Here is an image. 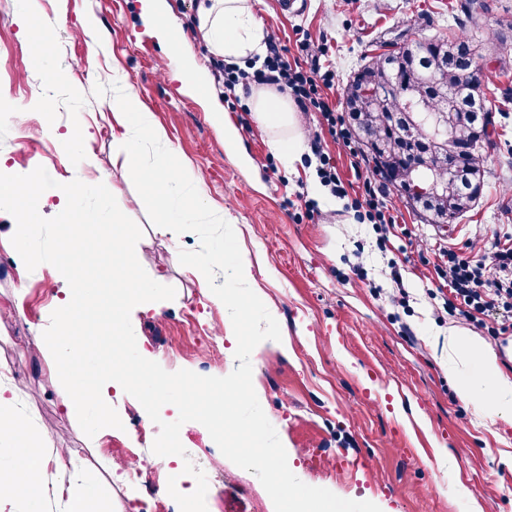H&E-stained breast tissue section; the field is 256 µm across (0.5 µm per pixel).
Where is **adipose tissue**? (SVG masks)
Listing matches in <instances>:
<instances>
[{"label": "adipose tissue", "instance_id": "obj_1", "mask_svg": "<svg viewBox=\"0 0 512 512\" xmlns=\"http://www.w3.org/2000/svg\"><path fill=\"white\" fill-rule=\"evenodd\" d=\"M198 26L208 44L223 56L225 62L250 61L265 55L266 35L250 0H209L208 6L199 12ZM111 108L112 119L121 129L119 135L113 136L112 142L124 164H136L140 135L145 134L164 143L163 156L153 167L140 169V176L167 189L181 186L195 203L194 210L189 212L184 211L179 203H172L156 224V232L178 235L202 218L211 224L223 223V209L210 204L192 169L170 166L168 159L176 155V147L169 142L165 131L154 124L150 113L142 110L135 95L123 83L115 85ZM253 111L256 121L270 132V148L280 155L285 164H294L302 149V133L294 104L276 90L265 89L254 93ZM448 349L476 357L472 375L459 384L462 397L472 398L487 393L492 395L496 411H512V376L499 370L496 356L489 347L462 341L452 331L448 334ZM16 401L15 387L0 379V440L12 444L19 451L15 462L17 476H0V512L16 503L43 504L44 475L51 458L47 434L33 429L28 419L12 415L11 408ZM67 456L68 463L59 470L54 488L55 497L62 505L61 512H109L105 502L91 492L88 479L80 471L75 451H68Z\"/></svg>", "mask_w": 512, "mask_h": 512}]
</instances>
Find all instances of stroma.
Instances as JSON below:
<instances>
[{"label":"stroma","instance_id":"stroma-1","mask_svg":"<svg viewBox=\"0 0 512 512\" xmlns=\"http://www.w3.org/2000/svg\"><path fill=\"white\" fill-rule=\"evenodd\" d=\"M39 20L60 30L51 55L38 59L25 36V0H0V165L18 174L44 167L57 182L105 183L121 211L142 230L136 255L148 275L172 286L173 300L136 306L131 322L140 354L163 369H187L222 377L239 365L236 338L223 307L199 288L194 273L173 260L196 250L190 232L155 233L167 206L164 194L116 162L112 100L107 76L119 73L144 111L168 133L179 152L174 164L190 165L211 200L232 221L243 259L251 264L253 290L278 321L281 341L261 342L251 354L253 386L287 452L290 470L304 483L339 497L370 501L381 512H512V413L493 414L488 404L458 391L468 358L448 352V331L493 349L504 374L512 376V335L497 339L488 326L506 312L477 325L436 311L427 292L435 274L417 252L420 239L460 248L465 241H491L512 232V0H484L482 33L504 41L501 57H488L487 98L493 143L484 162L485 185L474 206L450 232L416 213L398 191L390 198L407 228L381 242L373 224L359 218L347 199L333 198L320 220L299 222L286 204L318 182L310 148L293 169L269 167V133L245 130L207 59L212 51L197 26L200 0H37ZM255 15L276 35L289 63L310 67L304 41L326 44L319 63L332 75L329 96L343 104V92L371 56L403 40L445 36L459 30L469 0H305L301 12L290 0H253ZM97 24L92 36L81 28ZM206 82L189 89L185 64ZM85 119L82 148L91 150L96 170L63 162L65 137L75 113ZM14 218L0 211V360L12 364L19 409L47 430L54 447L78 450L93 486L112 512H130L148 500L145 486L129 494L109 471L111 446L148 455L151 443L138 439L142 406L121 386L106 402L125 412L127 428L89 442L70 418L55 381L56 365L34 348L52 312L70 291L60 272L27 270L11 243ZM397 261L408 293L392 303L395 285L388 264ZM196 306L202 327L224 325V363L199 353L171 356L173 337ZM224 508L207 501V512H253L274 505L259 479L226 463Z\"/></svg>","mask_w":512,"mask_h":512}]
</instances>
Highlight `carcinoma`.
Segmentation results:
<instances>
[{
    "mask_svg": "<svg viewBox=\"0 0 512 512\" xmlns=\"http://www.w3.org/2000/svg\"><path fill=\"white\" fill-rule=\"evenodd\" d=\"M469 27L459 35L431 36L412 40L394 52L370 57L352 78L353 91L345 100L358 123L366 148L381 175L398 187L416 182L417 173L403 164L407 138L423 140L430 133L425 120L446 115L448 145L470 143V152L459 179L438 167L427 169L426 178L443 185L437 194L409 196L428 214L433 224H452L466 212L483 189L484 151L490 140L478 134L485 116L466 107L487 102L489 87L474 82V68L490 47L473 34L480 27V14L468 10ZM398 88L397 93L367 99L362 90Z\"/></svg>",
    "mask_w": 512,
    "mask_h": 512,
    "instance_id": "obj_1",
    "label": "carcinoma"
}]
</instances>
